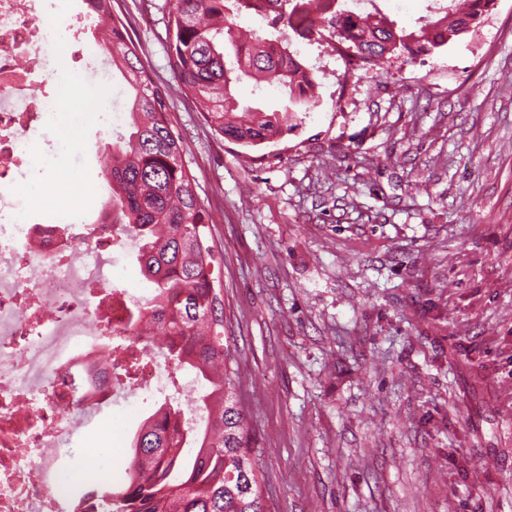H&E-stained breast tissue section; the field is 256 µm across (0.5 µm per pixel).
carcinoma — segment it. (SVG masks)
Segmentation results:
<instances>
[{
	"label": "carcinoma",
	"mask_w": 512,
	"mask_h": 512,
	"mask_svg": "<svg viewBox=\"0 0 512 512\" xmlns=\"http://www.w3.org/2000/svg\"><path fill=\"white\" fill-rule=\"evenodd\" d=\"M108 23L104 49L134 91L129 134L112 145L102 179L104 205L121 213L120 231L137 243L140 274L151 287L150 306L133 324L157 327L161 345L195 375L200 391L183 406L164 402L130 443L127 482L100 491L111 512H267L252 457L251 434L238 368L224 345V302L216 287L220 255L210 243L206 210L182 159L184 144L167 120L168 95L139 66L137 45L112 16V0H85ZM346 0H172L167 21L172 67L181 92L202 103L210 127L223 138L255 148L283 137L319 83L278 38L241 41L232 16L269 12L274 25L312 40L328 30L342 50L366 68L398 56L434 53L483 20L494 0H449L443 14L420 27H399L379 11L358 14ZM272 79L286 103L267 112L240 107L235 85ZM202 414L197 430L181 426L185 408Z\"/></svg>",
	"instance_id": "cac0c4a2"
}]
</instances>
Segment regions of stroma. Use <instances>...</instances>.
I'll list each match as a JSON object with an SVG mask.
<instances>
[{
    "instance_id": "35a3bbf8",
    "label": "stroma",
    "mask_w": 512,
    "mask_h": 512,
    "mask_svg": "<svg viewBox=\"0 0 512 512\" xmlns=\"http://www.w3.org/2000/svg\"><path fill=\"white\" fill-rule=\"evenodd\" d=\"M171 0H112L223 255L225 343L237 361L268 512H512V0L409 63L345 67L333 37L278 34L317 75L283 138L246 149L181 94ZM112 124L87 113L81 167L55 161L39 222L95 221L99 155L127 130L130 88L110 71ZM102 409L72 448L100 487L126 481L128 448L160 404Z\"/></svg>"
}]
</instances>
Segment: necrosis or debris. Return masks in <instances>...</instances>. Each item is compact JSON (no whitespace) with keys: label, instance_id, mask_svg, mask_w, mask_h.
<instances>
[{"label":"necrosis or debris","instance_id":"4bbe7bcc","mask_svg":"<svg viewBox=\"0 0 512 512\" xmlns=\"http://www.w3.org/2000/svg\"><path fill=\"white\" fill-rule=\"evenodd\" d=\"M45 0H0V512H106L96 483H77L59 460L93 413L145 388L188 400L195 387L160 350L132 340L129 318L143 299L107 287L103 264L134 250L110 219L47 231L27 188L48 179L39 158L61 154L45 139L52 112L70 111L53 77L67 59L96 100L106 54L53 42L36 27Z\"/></svg>","mask_w":512,"mask_h":512}]
</instances>
